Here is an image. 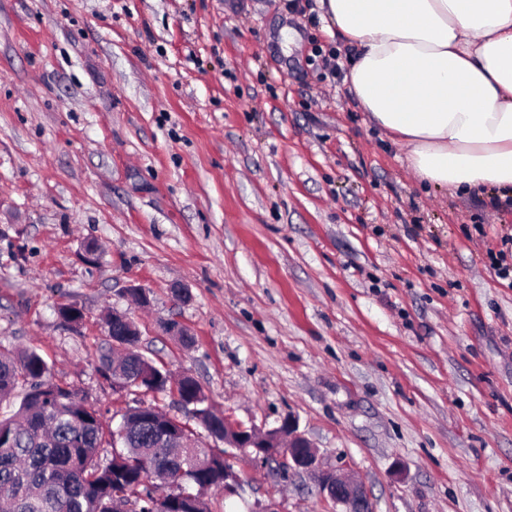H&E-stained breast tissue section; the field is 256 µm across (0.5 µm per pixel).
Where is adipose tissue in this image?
<instances>
[{"instance_id": "1", "label": "adipose tissue", "mask_w": 512, "mask_h": 512, "mask_svg": "<svg viewBox=\"0 0 512 512\" xmlns=\"http://www.w3.org/2000/svg\"><path fill=\"white\" fill-rule=\"evenodd\" d=\"M345 76L421 183L512 190V0H319Z\"/></svg>"}]
</instances>
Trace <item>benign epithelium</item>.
I'll list each match as a JSON object with an SVG mask.
<instances>
[{
  "label": "benign epithelium",
  "instance_id": "1",
  "mask_svg": "<svg viewBox=\"0 0 512 512\" xmlns=\"http://www.w3.org/2000/svg\"><path fill=\"white\" fill-rule=\"evenodd\" d=\"M112 327L121 328L125 336L140 335L135 322L125 313H112ZM147 420L168 439V447H186L185 440L174 427L178 420L171 416H159L153 411L147 416ZM224 447L239 448L251 461L268 465L281 474L294 469L314 476L327 498L334 504L345 507L346 512H373L372 502L359 482L332 469L321 467L317 449L298 431V424L291 417L283 419L277 427L264 430L226 416Z\"/></svg>",
  "mask_w": 512,
  "mask_h": 512
}]
</instances>
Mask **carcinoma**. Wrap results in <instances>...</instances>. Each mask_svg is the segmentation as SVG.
<instances>
[{"label": "carcinoma", "mask_w": 512, "mask_h": 512, "mask_svg": "<svg viewBox=\"0 0 512 512\" xmlns=\"http://www.w3.org/2000/svg\"><path fill=\"white\" fill-rule=\"evenodd\" d=\"M140 337L126 340L129 391L167 389L170 373L139 352ZM23 387L17 412L0 419V503L3 512H113L117 500H132L133 512H209L208 493L224 486V450L205 440L224 421L200 420L187 427L192 456L168 455L151 426L123 438L116 457L101 455L113 430L97 411L77 407L78 392L52 380L47 362L33 350L0 351V402ZM207 398L197 380L179 395Z\"/></svg>", "instance_id": "1"}]
</instances>
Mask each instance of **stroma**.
Segmentation results:
<instances>
[{"instance_id": "obj_1", "label": "stroma", "mask_w": 512, "mask_h": 512, "mask_svg": "<svg viewBox=\"0 0 512 512\" xmlns=\"http://www.w3.org/2000/svg\"><path fill=\"white\" fill-rule=\"evenodd\" d=\"M288 2L0 0V348L114 425L133 397L98 365L126 312L215 411L294 417L374 512H512V286L487 259L512 210L421 186L316 62L353 53L318 0ZM234 466L211 512H344L306 474Z\"/></svg>"}]
</instances>
